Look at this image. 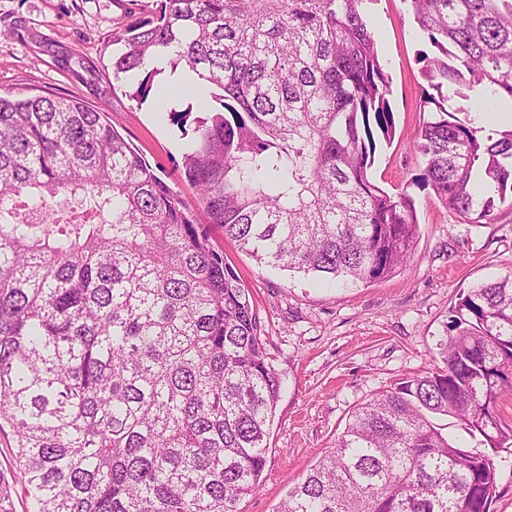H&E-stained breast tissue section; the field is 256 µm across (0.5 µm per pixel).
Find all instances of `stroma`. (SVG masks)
<instances>
[{
	"label": "stroma",
	"instance_id": "stroma-1",
	"mask_svg": "<svg viewBox=\"0 0 512 512\" xmlns=\"http://www.w3.org/2000/svg\"><path fill=\"white\" fill-rule=\"evenodd\" d=\"M153 0H0V92L33 88L101 106L112 126L160 176L174 173L188 135L154 100H132L115 82L112 34ZM390 82L395 130L378 140L369 174L398 192L424 166L413 141L429 113L418 57L427 50L408 0H365ZM419 238L406 265L367 285L340 287L271 269L221 239L224 261L249 290L271 363L282 381L259 490L240 512H274L342 433L351 412L400 379L443 364L450 308L459 291L512 274V212L491 224L459 223L432 191L414 194ZM0 474L14 512H33L10 431L0 432Z\"/></svg>",
	"mask_w": 512,
	"mask_h": 512
}]
</instances>
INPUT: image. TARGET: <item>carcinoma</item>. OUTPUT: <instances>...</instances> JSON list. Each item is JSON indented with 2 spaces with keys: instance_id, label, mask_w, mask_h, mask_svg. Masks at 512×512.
I'll return each instance as SVG.
<instances>
[{
  "instance_id": "cac0c4a2",
  "label": "carcinoma",
  "mask_w": 512,
  "mask_h": 512,
  "mask_svg": "<svg viewBox=\"0 0 512 512\" xmlns=\"http://www.w3.org/2000/svg\"><path fill=\"white\" fill-rule=\"evenodd\" d=\"M121 26L115 76L168 109L147 69L210 83L181 180L191 203L75 96L0 93V430L35 512H239L267 463L281 380L214 232L259 263L341 285L395 273L415 199L368 175L389 139L388 77L365 0H154ZM433 48L415 148L468 224L512 210V128L485 133L447 91L512 99V0H410ZM60 195L94 208L65 223ZM445 367L374 394L277 512H491L512 471V275L459 295ZM453 418L460 441L436 423ZM169 58V53L167 52H159L157 58L153 59L152 66L163 68L165 72L168 73V77L171 84L182 86L189 85L196 89H199L203 84L206 83L204 79L197 73L186 69H176V71H171L168 67L167 60Z\"/></svg>"
}]
</instances>
